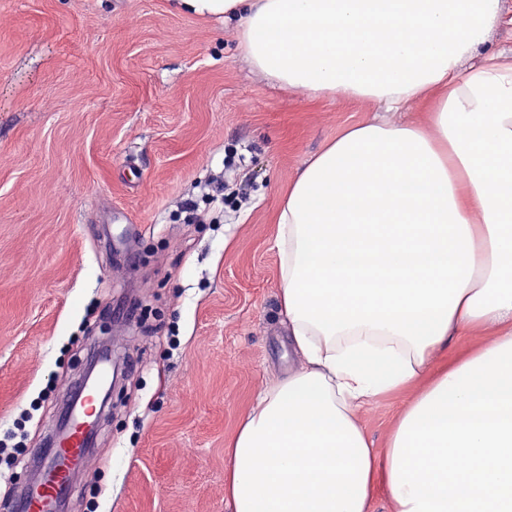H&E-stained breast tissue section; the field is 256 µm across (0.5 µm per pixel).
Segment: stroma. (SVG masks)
Segmentation results:
<instances>
[{"instance_id": "obj_1", "label": "stroma", "mask_w": 512, "mask_h": 512, "mask_svg": "<svg viewBox=\"0 0 512 512\" xmlns=\"http://www.w3.org/2000/svg\"><path fill=\"white\" fill-rule=\"evenodd\" d=\"M372 102L308 99L171 0H0V502L99 347L123 369L67 512H228L224 451L298 370L277 216ZM409 391L360 419L385 448Z\"/></svg>"}]
</instances>
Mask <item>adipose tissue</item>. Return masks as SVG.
<instances>
[{"mask_svg":"<svg viewBox=\"0 0 512 512\" xmlns=\"http://www.w3.org/2000/svg\"><path fill=\"white\" fill-rule=\"evenodd\" d=\"M174 3L237 21L285 89L428 107L347 126L292 179L274 244L304 365L226 453L231 512H512V408L486 403L512 394V52L485 49L503 0ZM412 385L377 451L361 408Z\"/></svg>","mask_w":512,"mask_h":512,"instance_id":"adipose-tissue-1","label":"adipose tissue"}]
</instances>
